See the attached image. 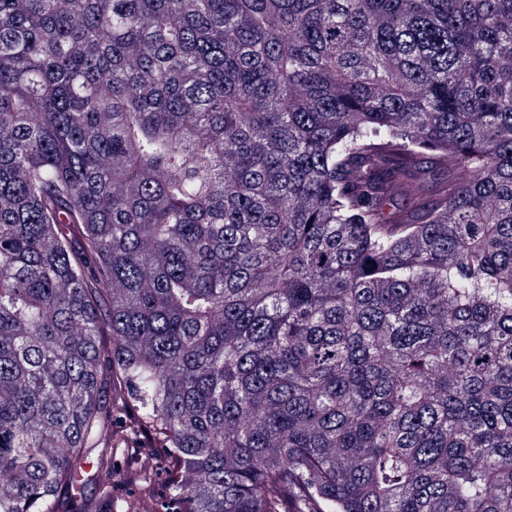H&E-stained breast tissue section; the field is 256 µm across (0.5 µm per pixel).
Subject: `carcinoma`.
Instances as JSON below:
<instances>
[{
	"label": "carcinoma",
	"instance_id": "carcinoma-1",
	"mask_svg": "<svg viewBox=\"0 0 512 512\" xmlns=\"http://www.w3.org/2000/svg\"><path fill=\"white\" fill-rule=\"evenodd\" d=\"M0 512H512V0H0Z\"/></svg>",
	"mask_w": 512,
	"mask_h": 512
}]
</instances>
